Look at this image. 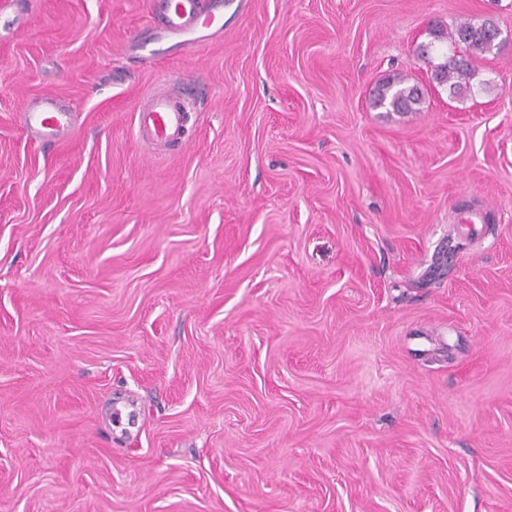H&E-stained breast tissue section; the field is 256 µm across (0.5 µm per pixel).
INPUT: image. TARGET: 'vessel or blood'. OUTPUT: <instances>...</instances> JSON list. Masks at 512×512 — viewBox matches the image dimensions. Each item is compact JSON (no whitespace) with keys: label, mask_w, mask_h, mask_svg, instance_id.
<instances>
[{"label":"vessel or blood","mask_w":512,"mask_h":512,"mask_svg":"<svg viewBox=\"0 0 512 512\" xmlns=\"http://www.w3.org/2000/svg\"><path fill=\"white\" fill-rule=\"evenodd\" d=\"M236 0H148L159 17L149 37L132 44L145 60L160 56L186 55L206 40L224 34V11ZM197 90L181 78H163L136 110V138L146 144L180 140L190 112L196 109ZM21 124L27 134L53 144L72 131L73 114L52 92L25 104Z\"/></svg>","instance_id":"vessel-or-blood-1"}]
</instances>
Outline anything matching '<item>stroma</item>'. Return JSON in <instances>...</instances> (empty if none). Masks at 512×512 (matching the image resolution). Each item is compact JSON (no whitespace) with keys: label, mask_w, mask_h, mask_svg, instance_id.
Returning <instances> with one entry per match:
<instances>
[{"label":"stroma","mask_w":512,"mask_h":512,"mask_svg":"<svg viewBox=\"0 0 512 512\" xmlns=\"http://www.w3.org/2000/svg\"><path fill=\"white\" fill-rule=\"evenodd\" d=\"M20 2L0 512H512V0H244L151 63L147 0ZM464 19L503 41L459 99L432 33ZM401 72L421 112L371 109ZM169 74L205 99L150 153L135 109ZM48 91L54 146L20 118ZM21 124L35 139H41L44 144H54L72 131L73 113L62 104L57 94L47 92L38 96L35 102L24 105Z\"/></svg>","instance_id":"1"}]
</instances>
